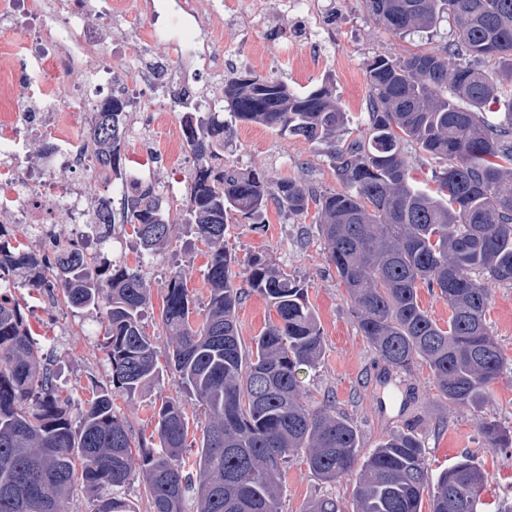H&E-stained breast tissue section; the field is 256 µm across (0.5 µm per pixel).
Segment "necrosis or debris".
<instances>
[{"instance_id":"1","label":"necrosis or debris","mask_w":512,"mask_h":512,"mask_svg":"<svg viewBox=\"0 0 512 512\" xmlns=\"http://www.w3.org/2000/svg\"><path fill=\"white\" fill-rule=\"evenodd\" d=\"M21 10L36 20L37 31L23 58L0 54V175L6 182L0 189V215L13 214L25 232L53 240L56 224L78 225L84 212L74 199L65 204L56 224L37 223L47 198L45 180L21 162L18 134L28 127L54 132V148L43 168L85 167L88 152L57 133L66 92L57 77L83 67L97 51L101 34L91 24L89 0H0V22L13 20ZM164 11L165 24L137 27L136 35L143 45L163 46L175 61L176 79L186 82L196 71L219 73L224 67L214 51L215 36L199 38L196 30L213 27L226 15L251 22L266 13L267 0H246L241 7L235 0H167Z\"/></svg>"}]
</instances>
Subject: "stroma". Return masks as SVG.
Returning a JSON list of instances; mask_svg holds the SVG:
<instances>
[{"label": "stroma", "instance_id": "obj_1", "mask_svg": "<svg viewBox=\"0 0 512 512\" xmlns=\"http://www.w3.org/2000/svg\"><path fill=\"white\" fill-rule=\"evenodd\" d=\"M268 5L247 43L242 40L237 21H216L217 48L224 53L225 73L250 69L282 79L297 91L323 83L332 86L348 114L347 130L353 138L366 136L369 131L367 62L378 55L395 58L427 50L432 44L450 40L452 33L450 23L444 21L430 38L391 35L367 15L360 0H318L308 16L285 11L281 0H268ZM93 23L105 32L104 41L89 63L95 76L88 81L77 72L63 76L64 82L81 87L89 100L110 96L113 84L131 67L148 62L168 69L165 50L138 43L132 25L113 22L102 15ZM286 44L291 50L284 55L280 48ZM213 81L209 72H199L189 88L192 100L186 104H174L173 85L166 81L150 89L135 88L129 98L131 126L122 158L127 161L141 150H150L155 163L141 179L173 186L174 192L168 197L173 207L179 206L186 194L193 160L188 153H176L163 128L142 125L138 109L150 104L158 110H171L173 126H180L184 113L206 104ZM226 156L262 171L272 184L288 178L314 183L326 191L340 187L325 145L261 125L237 123ZM46 176L58 191L79 194L83 203L101 195L110 196L113 204L121 202V181L99 177L96 169L58 168L47 171ZM224 240L239 259L263 254L306 284L307 300L323 332L324 350L315 368L301 372L302 390L314 403L332 402L346 414L359 431L363 450L375 448L394 431L409 428L422 438L433 469L447 467L464 453H471L487 473L484 512H512V447H486L479 431L481 414L466 407L448 409L439 398L427 367L400 373L377 356L356 327L352 304L335 268L326 262L315 224L300 222L272 207L261 224L233 216ZM104 252L114 261L141 269L151 292L143 324L160 351H167L169 343L160 312L172 270L182 271L193 301L192 317L198 322L203 320L208 302L207 246L194 235L177 229L165 253L151 257L141 251L135 234L128 228L119 238L109 240ZM29 304L31 328L48 337L45 351L57 386L75 404L86 405L92 397L93 384L110 383L112 376L102 349L104 310L76 313L45 295L35 296ZM275 317L263 297L255 293L246 296L237 313L242 344L250 345ZM486 320L505 354L512 358V285H493ZM178 393L174 377L167 374L160 384L134 399L116 395L115 405L126 418L130 433L137 438L147 437L154 429V404ZM354 484L351 477L322 481L302 460H294L282 475V512H301L310 500L320 497L335 499L342 512H349Z\"/></svg>", "mask_w": 512, "mask_h": 512}]
</instances>
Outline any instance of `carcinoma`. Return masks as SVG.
<instances>
[{
	"mask_svg": "<svg viewBox=\"0 0 512 512\" xmlns=\"http://www.w3.org/2000/svg\"><path fill=\"white\" fill-rule=\"evenodd\" d=\"M362 3L398 36L434 33L445 16L454 23L449 42L367 64L368 137L336 139L348 119L330 86L296 92L278 78L243 72L224 81L233 121L216 112L183 116L194 164L182 212L171 213L153 184L126 186L122 225L145 252L162 253L181 223L208 245L203 322L191 321L192 299L176 270L161 311L168 367L207 414L200 435L189 434L184 403L170 397L154 407L152 434L133 438L107 388L73 424L70 397L56 387L26 303L11 289L47 293L79 311L106 308L112 386L129 399L161 375L156 342L142 325L149 289L137 268L99 267L85 242L34 251L13 243L0 224V512H71L77 494L94 512H136L126 494L135 467L151 512H184L189 497L195 512H282V473L299 454L325 482L358 472L351 512H421L425 498L430 512H481L486 478L474 456L435 473L410 429L365 454L345 414L304 397L299 372L323 354L307 286L262 255L240 261L224 243L234 215L257 222L270 203L293 218L315 210L325 258L378 356L405 373L428 366L450 411L481 412L491 403L492 385L509 365L486 312L489 285L512 284V0ZM487 60L498 63L497 77L481 69ZM110 101V112L99 103L90 109L85 146L99 167L118 174L128 100ZM235 121L329 144L342 189L293 180L271 186L257 170L224 162ZM409 143L442 164L435 187L410 177ZM114 227L112 200L97 199L96 241ZM424 287L448 303L446 326L420 307ZM250 292L267 300L277 320L247 348L236 313ZM479 429L487 447H512L511 426L487 416Z\"/></svg>",
	"mask_w": 512,
	"mask_h": 512,
	"instance_id": "obj_1",
	"label": "carcinoma"
}]
</instances>
